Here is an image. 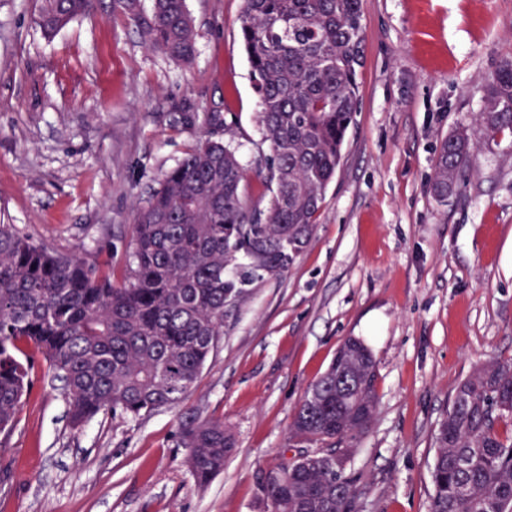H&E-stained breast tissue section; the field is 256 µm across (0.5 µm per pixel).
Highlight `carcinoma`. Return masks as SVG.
Instances as JSON below:
<instances>
[{
    "mask_svg": "<svg viewBox=\"0 0 512 512\" xmlns=\"http://www.w3.org/2000/svg\"><path fill=\"white\" fill-rule=\"evenodd\" d=\"M127 17L152 49L182 64L196 55L186 0H40L35 23L47 37L94 10ZM241 40L261 101L256 144L270 202L245 197L233 123L212 131L166 171L136 207L130 261L121 283L100 265L35 244L0 224V434L9 437L31 388L37 349L64 385L79 430L100 414L136 418L177 404L212 358L224 318L256 281L288 274L308 247L358 108L365 46L361 0H243ZM487 137L512 133V63L482 87ZM471 142L446 136L433 161L434 198L465 181ZM377 364L349 337L296 408L290 442L299 449L256 475V512H358L360 478L331 466L352 458L377 406ZM180 442L195 482L224 471L235 438L224 422L189 416ZM320 447L309 449V446ZM429 512H512V361H492L460 383L439 422Z\"/></svg>",
    "mask_w": 512,
    "mask_h": 512,
    "instance_id": "cac0c4a2",
    "label": "carcinoma"
}]
</instances>
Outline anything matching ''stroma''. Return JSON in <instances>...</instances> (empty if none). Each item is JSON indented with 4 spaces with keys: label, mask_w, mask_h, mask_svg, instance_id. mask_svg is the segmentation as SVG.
<instances>
[{
    "label": "stroma",
    "mask_w": 512,
    "mask_h": 512,
    "mask_svg": "<svg viewBox=\"0 0 512 512\" xmlns=\"http://www.w3.org/2000/svg\"><path fill=\"white\" fill-rule=\"evenodd\" d=\"M37 0H0V224L121 276L134 208L208 129L233 118L253 162L261 109L242 0H187L188 65L129 20L93 13L54 37ZM360 105L312 240L286 276L253 284L212 360L173 408L81 430L34 354L33 387L0 454V512H254L255 474L289 446L295 409L347 338L377 363L378 405L356 445L360 512H429L435 434L457 386L512 359V134L486 138L480 86L512 61V0H362ZM194 116L187 125L183 116ZM474 148L447 202L430 192L442 139ZM236 446L198 487L187 415Z\"/></svg>",
    "instance_id": "obj_1"
}]
</instances>
